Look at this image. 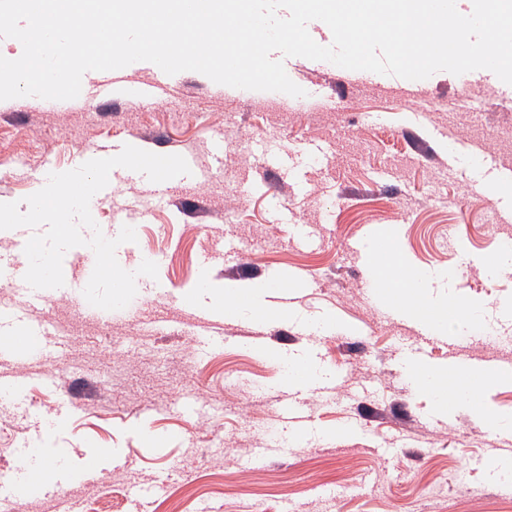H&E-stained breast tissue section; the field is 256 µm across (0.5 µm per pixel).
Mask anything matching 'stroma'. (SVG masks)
I'll use <instances>...</instances> for the list:
<instances>
[{
  "label": "stroma",
  "mask_w": 512,
  "mask_h": 512,
  "mask_svg": "<svg viewBox=\"0 0 512 512\" xmlns=\"http://www.w3.org/2000/svg\"><path fill=\"white\" fill-rule=\"evenodd\" d=\"M284 66L304 96L184 71L159 97H131L161 74L136 62L54 106L0 101V199L130 143L197 171L161 196L113 170L91 214L112 239L113 201L147 205L116 258L128 271L153 261L158 276L136 281L139 317L101 318L80 299L92 250L65 253V284L34 317L66 323L69 347L59 362L23 360L33 381L0 404V472L24 448L53 449L72 473L101 454L80 512H512L490 469L512 445V383L485 392V411L464 399L445 414L406 373L417 349L431 365H512V272L483 263L512 228V85L490 71L407 80L303 57ZM486 182L501 193L480 194ZM303 230L315 245L296 244ZM380 231L428 276L431 301L479 316L428 336L380 307L365 254ZM228 239L238 252L215 257ZM284 272L299 283L287 319L244 314L204 337L222 304L210 289ZM285 354L309 355L332 390L305 394L313 422L298 438L278 421ZM145 426L165 445H145ZM278 438L282 453L254 461Z\"/></svg>",
  "instance_id": "stroma-1"
}]
</instances>
